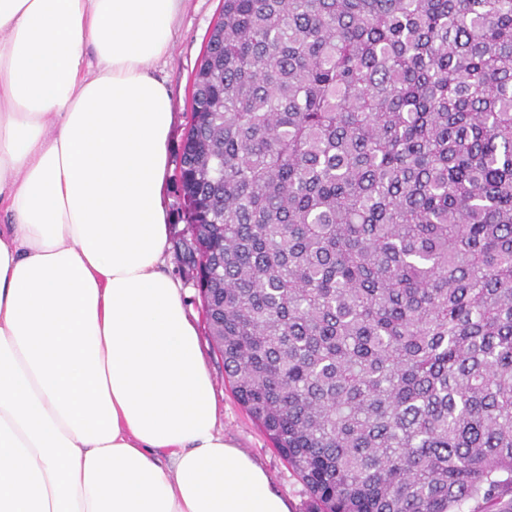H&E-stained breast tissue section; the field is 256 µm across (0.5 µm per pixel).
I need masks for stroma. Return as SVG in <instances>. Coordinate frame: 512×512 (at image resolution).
Masks as SVG:
<instances>
[{"label": "stroma", "mask_w": 512, "mask_h": 512, "mask_svg": "<svg viewBox=\"0 0 512 512\" xmlns=\"http://www.w3.org/2000/svg\"><path fill=\"white\" fill-rule=\"evenodd\" d=\"M222 7L223 0H186L178 16L177 36L172 50L167 57L156 62L153 69L154 75L165 83L174 106V122L169 137V156L174 164L179 161L182 141L190 122L195 70L205 51L212 26L222 13ZM167 196L171 224L169 272L182 286L188 316L198 330L204 360L214 379L217 427L225 439L256 458L266 470L273 487L287 497L291 512H307L309 495L303 484L273 449L265 433L224 381V363L207 333L199 292L193 288L188 275L182 272L178 260L177 244L184 223L179 216L177 183H170Z\"/></svg>", "instance_id": "obj_1"}]
</instances>
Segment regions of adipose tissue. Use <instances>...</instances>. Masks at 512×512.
<instances>
[{"label":"adipose tissue","mask_w":512,"mask_h":512,"mask_svg":"<svg viewBox=\"0 0 512 512\" xmlns=\"http://www.w3.org/2000/svg\"><path fill=\"white\" fill-rule=\"evenodd\" d=\"M185 0H0V512H290L166 271Z\"/></svg>","instance_id":"ef3b65f1"}]
</instances>
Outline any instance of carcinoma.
<instances>
[{"instance_id": "cac0c4a2", "label": "carcinoma", "mask_w": 512, "mask_h": 512, "mask_svg": "<svg viewBox=\"0 0 512 512\" xmlns=\"http://www.w3.org/2000/svg\"><path fill=\"white\" fill-rule=\"evenodd\" d=\"M193 101L182 262L310 512H512V0H224Z\"/></svg>"}]
</instances>
